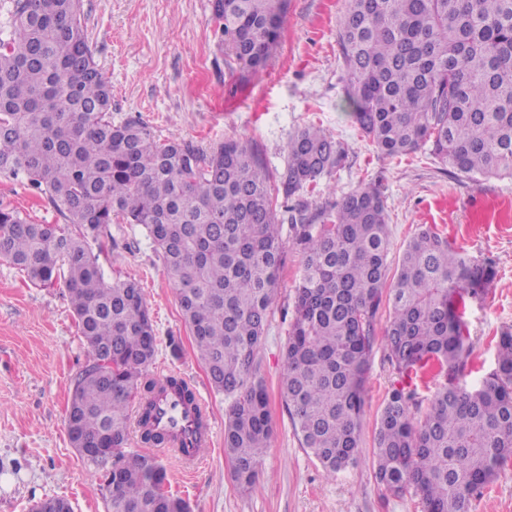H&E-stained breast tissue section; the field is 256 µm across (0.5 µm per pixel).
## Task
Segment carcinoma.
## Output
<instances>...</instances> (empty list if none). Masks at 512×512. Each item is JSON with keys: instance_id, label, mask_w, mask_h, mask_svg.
I'll return each instance as SVG.
<instances>
[{"instance_id": "cac0c4a2", "label": "carcinoma", "mask_w": 512, "mask_h": 512, "mask_svg": "<svg viewBox=\"0 0 512 512\" xmlns=\"http://www.w3.org/2000/svg\"><path fill=\"white\" fill-rule=\"evenodd\" d=\"M288 0H218L212 19L225 64L263 70ZM80 0L0 4V174L26 183L62 218L39 223L0 208V259L35 284L62 285L91 354L67 410L70 442L93 444L106 467L108 512H190L166 490L164 448L181 438L156 426L167 390L204 418L196 394L148 369L157 336L137 281L105 279L100 253L109 224H139L162 254L213 389L228 416L231 476L255 484L272 426L257 352L281 263L286 208L303 261L285 345L281 392L295 435L328 478L358 463L359 428L376 315L400 377L375 433L373 466L390 495L421 512H469L474 493L512 457V332L497 341V367L473 386L467 306L495 271L424 227L388 278V215L381 192L360 184L330 223L307 216V187L348 158L342 141L306 126L288 141L284 171L269 173L234 139L202 148L161 140L140 121H112V87L82 24ZM345 102L376 150H426L468 176L512 177V0H346L339 33ZM98 245L93 251L92 245ZM424 419L417 384L436 377Z\"/></svg>"}]
</instances>
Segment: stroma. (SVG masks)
I'll list each match as a JSON object with an SVG mask.
<instances>
[{
  "instance_id": "stroma-1",
  "label": "stroma",
  "mask_w": 512,
  "mask_h": 512,
  "mask_svg": "<svg viewBox=\"0 0 512 512\" xmlns=\"http://www.w3.org/2000/svg\"><path fill=\"white\" fill-rule=\"evenodd\" d=\"M345 0H288L279 45L267 66L247 79L229 73L216 48L210 0H82V21L95 58L112 86V117L139 119L160 139L207 147L229 138L261 151L268 171L282 170L288 140L316 124L344 142V168L322 179L306 199L317 223L362 183L384 195L389 215L390 270L421 225L490 262L495 279L471 303L466 380L477 383L496 367V343L512 330V178L479 180L445 173L427 152L379 154L360 134L345 106L339 44ZM0 204L57 221L26 184L0 175ZM104 247L108 281L136 280L150 311L158 352L155 369L184 378L207 406L212 442L204 462L185 473L166 458L168 490L191 512H421L375 480L371 464L376 422L396 379L380 339L375 341L360 422L358 466L327 478L301 448L280 391L284 346L293 318L302 252L282 234L276 302L257 353L272 424L271 446L252 488L231 477L224 453L227 404L211 386L186 325L165 264L138 224L113 222ZM179 353H171L170 340ZM89 360L65 289L40 288L0 260V512H30L34 502L67 500L72 512H107L104 469L71 445L66 410L76 374ZM470 512H512V459L497 480L471 500Z\"/></svg>"
}]
</instances>
